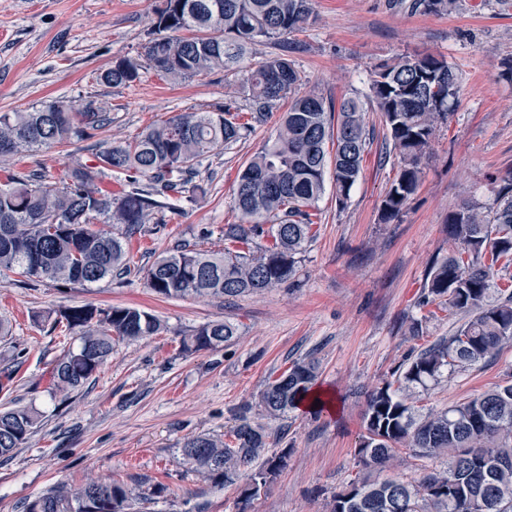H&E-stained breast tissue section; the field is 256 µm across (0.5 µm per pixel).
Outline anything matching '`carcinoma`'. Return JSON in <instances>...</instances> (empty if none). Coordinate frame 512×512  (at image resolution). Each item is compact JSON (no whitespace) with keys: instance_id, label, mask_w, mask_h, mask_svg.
<instances>
[{"instance_id":"cac0c4a2","label":"carcinoma","mask_w":512,"mask_h":512,"mask_svg":"<svg viewBox=\"0 0 512 512\" xmlns=\"http://www.w3.org/2000/svg\"><path fill=\"white\" fill-rule=\"evenodd\" d=\"M455 0H414L423 12L448 11ZM314 16V0H163L149 18L144 55L121 58L100 75L129 85L152 69L172 83L213 73L248 91L250 120L227 101L215 112H183L150 126L134 140L117 143L66 166L57 181L41 170L3 168L0 180V272L28 280L91 286L130 272L126 239L146 225L165 223L164 210L195 203L206 192L196 179L209 155L232 148L289 100L274 139L240 170L233 192L237 224L224 225V249L200 251L178 244L144 271L147 288L163 298L229 300L260 293L295 277L300 255L314 238L312 226L332 164L336 204L343 206L357 181L370 144L358 102L329 104L288 58L298 50L288 36ZM280 40L281 53L244 64L253 48ZM371 91L381 112L398 170L381 202V218L399 216L420 184L421 161L437 126L448 122L458 101L454 67L434 55L403 56L374 73ZM112 124V113L93 100L52 101L0 113V164L52 145L87 140ZM334 148L328 156L327 145ZM127 177L117 194L101 187L109 175ZM146 186L138 187L140 179ZM108 224L115 231L99 228ZM456 249L429 267L422 305L448 306L465 321L455 333L404 360L394 371L402 387L425 388L447 369L474 365L512 347V291L494 287L512 267V177L494 206L465 202L448 216ZM268 238L262 245L259 240ZM497 294L490 301L491 294ZM64 327L79 344L51 368L53 393L84 386L112 354V339L130 341L162 329L154 315L131 306L93 304L38 314L34 321ZM238 327L208 323L181 339L187 352L233 343ZM313 358L294 362L268 382L256 402L284 418L317 396ZM240 410L230 440L187 436L177 452L191 471L215 487L241 484L239 512L277 477L289 449L269 452L270 433ZM27 406L0 407V457H9L40 426ZM366 434L356 454L360 471L335 492L330 512H512V381L424 416L386 381L366 393ZM418 458L444 457L446 466L419 480L383 478L397 448ZM24 512H133L130 493L115 481L60 486L27 501Z\"/></svg>"}]
</instances>
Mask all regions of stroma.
I'll return each instance as SVG.
<instances>
[{"mask_svg": "<svg viewBox=\"0 0 512 512\" xmlns=\"http://www.w3.org/2000/svg\"><path fill=\"white\" fill-rule=\"evenodd\" d=\"M162 0H0V113L54 100H93L112 124L79 144L31 151L24 169L59 176L71 154L129 141L144 128L182 112L205 111L235 100L223 74L180 83L145 71L128 86L99 75L123 57L143 54L149 17ZM292 59L305 88L325 98H358L370 145L344 208L332 192L318 203L317 233L291 283L226 302L156 296L140 267L175 244L217 250L224 227L238 223L232 206L239 168L274 137L271 112L245 138L206 157L199 177L205 198L170 212L156 230L134 236L128 256L134 274L83 287L24 282L0 275V372L9 371L0 404L35 405L43 422L11 458L0 459V512H23L30 497L92 479H115L143 512H238L237 486L215 488L182 463L176 450L194 434L224 436L244 404L292 362L318 361L317 387L333 409L306 408L261 422L290 448L275 481L249 512H328L333 492L358 471L355 448L364 433L366 390L390 379L409 355L451 336L461 323L451 311L429 314L421 304L426 272L448 255L450 212L471 201L492 206L512 172V0H457L452 12L414 11L403 0H316L315 17L294 34ZM445 58L459 79V97L437 127L417 192L399 218L381 220L380 205L398 158L370 90L375 70L401 56ZM93 304L132 305L157 316L160 333L117 340L94 379L68 397L52 396L50 370L75 337L36 325L33 315ZM237 324L225 347L183 353L182 336L212 321ZM424 334H405L411 321ZM512 380V348L467 368L445 371L439 384L415 388L418 414L466 401ZM163 495H154L157 485Z\"/></svg>", "mask_w": 512, "mask_h": 512, "instance_id": "stroma-1", "label": "stroma"}]
</instances>
